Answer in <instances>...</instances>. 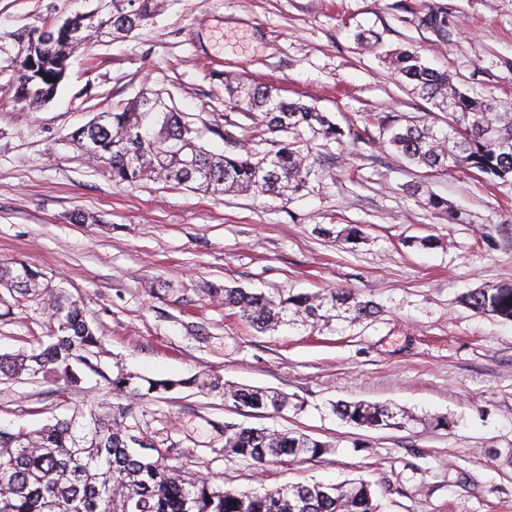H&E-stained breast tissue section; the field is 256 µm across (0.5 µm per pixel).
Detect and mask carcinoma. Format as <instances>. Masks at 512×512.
Wrapping results in <instances>:
<instances>
[{"mask_svg": "<svg viewBox=\"0 0 512 512\" xmlns=\"http://www.w3.org/2000/svg\"><path fill=\"white\" fill-rule=\"evenodd\" d=\"M97 6L73 15L79 35L47 23L54 34L45 46L41 35H19L26 45L17 63L23 71L34 58L33 82L22 76L0 84V95L42 104L54 98L66 76L71 54L84 44L112 35L126 37L164 7V0H96ZM399 80L445 114L447 128L409 123L393 128L388 140L406 160L434 171H473L489 181L512 180V101L476 99L462 92L448 73L425 66L415 51L388 60ZM53 81H47V78ZM238 106L248 112L254 130L275 134L274 149L263 154H216L165 98L155 93L124 106L106 104L87 124L70 133V142L88 158L108 164L112 181L135 185L158 180L175 188L211 194L251 192L284 197L305 186L316 161L298 135L302 127L327 139L342 135L315 107L289 101L268 86L243 89ZM23 298L48 301L50 342L36 354L0 355V380L26 374L76 389L82 382L78 362L91 367L97 344L79 303L42 281V273L23 261L0 263V286ZM207 295L237 311L253 329L265 332L281 323L327 321L349 315L364 320L374 306L341 289L322 296L298 295L279 301L241 287L213 285ZM477 313L512 321V284L479 288L466 297ZM116 403L91 404L54 424L30 430L0 427V512H378L370 485L295 483L263 493L226 490L202 474H187L165 463L160 448L129 434L125 419L134 404L151 394L193 385L252 410L288 407L282 392L231 386L217 379L153 380L142 391L124 373L108 381ZM333 412L360 428H389L398 416L388 405L340 401ZM224 447L257 464L286 458H316L327 445L304 434L267 428L224 425Z\"/></svg>", "mask_w": 512, "mask_h": 512, "instance_id": "obj_1", "label": "carcinoma"}]
</instances>
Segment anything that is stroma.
<instances>
[{
    "mask_svg": "<svg viewBox=\"0 0 512 512\" xmlns=\"http://www.w3.org/2000/svg\"><path fill=\"white\" fill-rule=\"evenodd\" d=\"M93 6L0 0V84L17 34ZM436 12L447 19L440 32L424 22ZM400 49L469 95L512 100V0H169L131 37L74 52L50 103L0 105V262L25 261L79 300L98 338L79 390L0 381V425L69 417L109 397L121 372L217 377L304 408L242 409L182 388L136 404L130 433L228 489L361 478L381 512H512V322L464 301L512 283V182L439 174L388 146L395 126L444 123L395 80L386 56ZM231 84L274 86L343 130L337 141L301 129L320 167L297 195L121 185L69 142L102 104L156 90L207 148L272 150ZM351 225L359 240L339 239ZM213 284L277 299L343 288L376 313L259 333L207 296ZM50 314L0 287V354L39 352ZM339 400L391 403L417 422L358 428L333 413ZM228 422L302 433L328 451L255 465L225 449Z\"/></svg>",
    "mask_w": 512,
    "mask_h": 512,
    "instance_id": "1",
    "label": "stroma"
}]
</instances>
